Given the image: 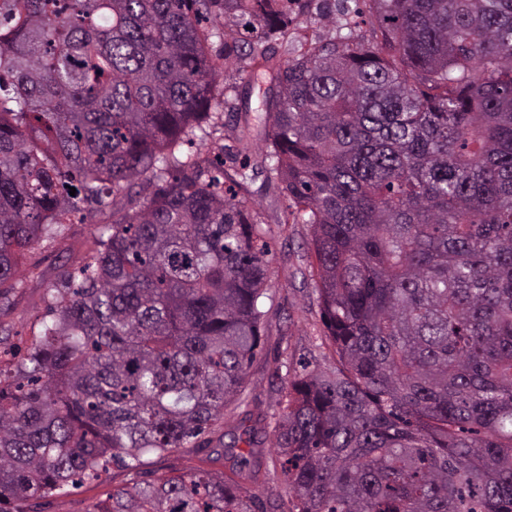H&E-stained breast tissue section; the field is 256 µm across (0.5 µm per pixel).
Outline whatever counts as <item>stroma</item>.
Wrapping results in <instances>:
<instances>
[{"label":"stroma","mask_w":512,"mask_h":512,"mask_svg":"<svg viewBox=\"0 0 512 512\" xmlns=\"http://www.w3.org/2000/svg\"><path fill=\"white\" fill-rule=\"evenodd\" d=\"M209 26L220 32L219 37L211 39L209 51L224 60L221 85L231 108L224 113L223 129L208 128L199 133L196 146L205 155L233 145L246 128L249 115L245 105L257 103L256 93L248 91L238 79L237 70L244 63L239 51L243 44L241 22L217 16ZM109 220V212L93 213L83 222L65 225L62 236L52 244L33 246L19 273L23 286L13 295L6 318L15 331L12 344L27 347L35 342L52 288L58 286L62 273L88 252L95 227ZM307 239L306 228L291 225L270 241L274 268L271 293L277 314L269 323L263 348L250 368L245 405L229 406L224 414L225 433L236 432L246 413L265 412L277 406L288 382L286 367L296 368L313 358L329 364L335 358L332 348L323 343L324 327L317 307L309 302L307 287L289 278L292 264L306 250ZM123 478V473L114 469L101 482L66 487L50 499L44 512H91L94 503L105 499Z\"/></svg>","instance_id":"obj_1"}]
</instances>
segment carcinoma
Instances as JSON below:
<instances>
[{
	"instance_id": "1",
	"label": "carcinoma",
	"mask_w": 512,
	"mask_h": 512,
	"mask_svg": "<svg viewBox=\"0 0 512 512\" xmlns=\"http://www.w3.org/2000/svg\"><path fill=\"white\" fill-rule=\"evenodd\" d=\"M334 6L335 35L297 44L296 0H0L20 20L0 39V311L58 216L112 208L0 369V512L112 466L131 477L93 512H277L244 490L260 432L285 512H512V0ZM218 13L255 33L238 153L263 143L283 223L309 231L297 272L336 364L289 375L221 444L229 472L142 473L212 445L271 313L259 172L176 153L223 119L198 28Z\"/></svg>"
}]
</instances>
